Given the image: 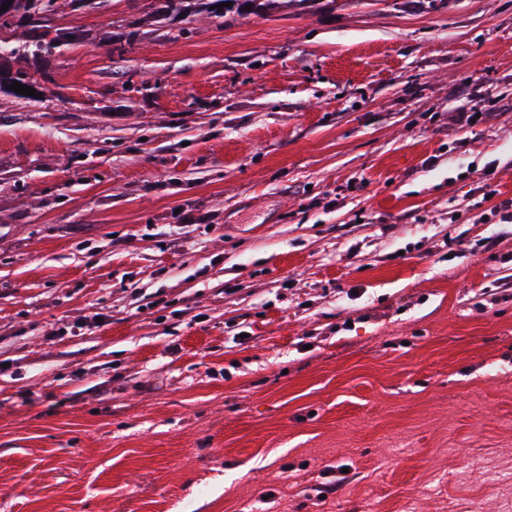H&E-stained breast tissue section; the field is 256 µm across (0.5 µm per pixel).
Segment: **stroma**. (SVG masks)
<instances>
[{
    "instance_id": "35a3bbf8",
    "label": "stroma",
    "mask_w": 512,
    "mask_h": 512,
    "mask_svg": "<svg viewBox=\"0 0 512 512\" xmlns=\"http://www.w3.org/2000/svg\"><path fill=\"white\" fill-rule=\"evenodd\" d=\"M152 5L0 97V512H512V0ZM162 3L153 7L152 16L156 22L167 19L176 14H188L196 16L206 13L207 17L216 19L218 25L228 23V15L231 13L241 16L242 11H250L256 16H264L279 9L282 3L288 0H154ZM232 2L231 7H220L221 3ZM250 5V10L245 6ZM214 6V9H211Z\"/></svg>"
}]
</instances>
